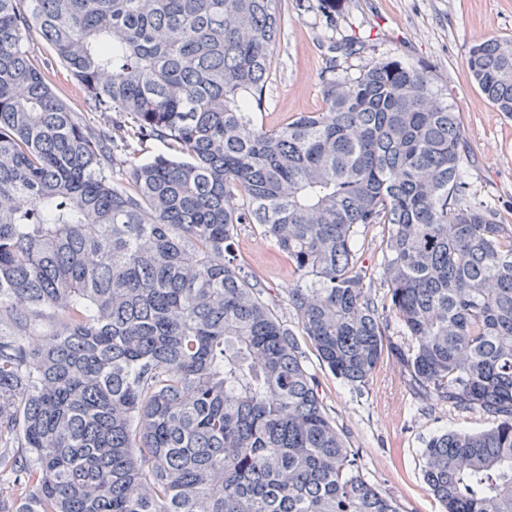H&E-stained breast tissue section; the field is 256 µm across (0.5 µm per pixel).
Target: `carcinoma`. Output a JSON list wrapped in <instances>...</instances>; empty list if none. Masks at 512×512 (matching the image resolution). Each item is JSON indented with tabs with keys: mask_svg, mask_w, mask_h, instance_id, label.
Listing matches in <instances>:
<instances>
[{
	"mask_svg": "<svg viewBox=\"0 0 512 512\" xmlns=\"http://www.w3.org/2000/svg\"><path fill=\"white\" fill-rule=\"evenodd\" d=\"M284 25L282 0H0V512H399L300 342L360 391L392 332L417 392L491 421L424 442L432 494L512 512V225L425 67L339 69L358 37L330 41L323 111L258 123ZM467 69L511 118L512 39ZM242 224L288 257L297 329L234 257ZM30 50L35 58L42 62L52 61L53 71H58L54 79L55 92L74 112H83L90 124L102 121L99 114L91 113L80 93L76 82L67 75L66 71L56 63V55L52 47L40 35L33 33L30 39ZM50 68V71H51ZM88 112V113H87ZM387 237V226L384 224H372L366 228L363 235L359 238V254L360 263L368 267L369 270H373L375 276L374 286L371 288V294L375 298L379 306V310H382V305L387 304L386 299L387 288H383L380 285V277L378 270L382 259V242Z\"/></svg>",
	"mask_w": 512,
	"mask_h": 512,
	"instance_id": "obj_1",
	"label": "carcinoma"
}]
</instances>
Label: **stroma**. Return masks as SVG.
<instances>
[{"label": "stroma", "mask_w": 512, "mask_h": 512, "mask_svg": "<svg viewBox=\"0 0 512 512\" xmlns=\"http://www.w3.org/2000/svg\"><path fill=\"white\" fill-rule=\"evenodd\" d=\"M311 2L283 0L285 36L258 122L278 127L301 113L321 111L325 36H361L363 48L341 62L351 74L400 58L428 65L438 85L447 88L465 130L471 192L492 203L498 223L512 225V119L496 112L466 66L473 43L512 38V0H338L332 26ZM235 255L267 288L277 314L296 324L288 307L295 276L287 258L251 224L240 226ZM305 354L329 414L359 453L364 477L392 498L399 512H442L423 481V443L445 430L488 427L487 417L417 393L392 351H385L359 394L321 366L313 348Z\"/></svg>", "instance_id": "stroma-1"}]
</instances>
